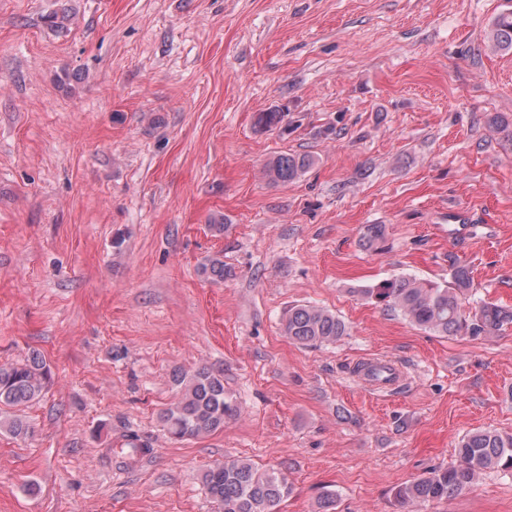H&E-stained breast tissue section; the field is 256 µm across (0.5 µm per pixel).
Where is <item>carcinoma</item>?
<instances>
[{
	"instance_id": "cac0c4a2",
	"label": "carcinoma",
	"mask_w": 512,
	"mask_h": 512,
	"mask_svg": "<svg viewBox=\"0 0 512 512\" xmlns=\"http://www.w3.org/2000/svg\"><path fill=\"white\" fill-rule=\"evenodd\" d=\"M487 40L496 51H512V13L498 16ZM313 163L308 154H281L267 164V176L288 183ZM386 237V226L367 224L360 241L368 249L378 248ZM201 272L215 282L224 281V261L211 258ZM473 288L471 267L453 263L450 281L438 283L399 275L380 281L361 293L400 313L410 323L440 336L491 335L512 324V309L480 302L465 310L466 296ZM283 333L301 345L336 342L347 332L345 322L332 311L310 304L288 308ZM51 378L44 356L32 350L18 363L0 364V405L24 406L39 399ZM173 381L180 395L160 416L164 429L176 441L195 439L224 429L229 418L240 415L238 404L224 390V376L208 367L191 373L178 371ZM0 429L24 437L30 425L19 416L0 421ZM151 444L135 433L122 436L119 454L127 466L150 452ZM512 469V434L477 430L465 434L457 448V462L436 469L429 476L406 482L394 492L402 505L446 500L469 489L477 476L493 468ZM207 494L222 512H276L291 493L288 477L262 470L240 459L226 460L207 469L202 477Z\"/></svg>"
}]
</instances>
